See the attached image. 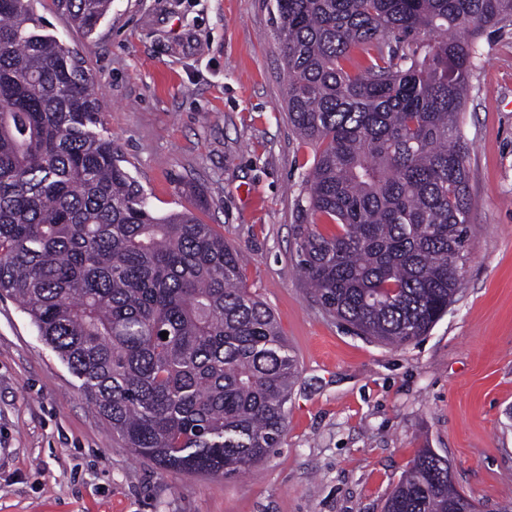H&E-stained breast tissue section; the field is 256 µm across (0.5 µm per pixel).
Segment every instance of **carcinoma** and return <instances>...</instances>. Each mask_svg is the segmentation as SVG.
I'll return each mask as SVG.
<instances>
[{
    "mask_svg": "<svg viewBox=\"0 0 512 512\" xmlns=\"http://www.w3.org/2000/svg\"><path fill=\"white\" fill-rule=\"evenodd\" d=\"M90 36L112 0H58ZM288 121L322 146L298 212L316 301L403 346L461 288L471 237L460 129L474 41L512 0H273ZM30 0H0V293L158 468L232 478L285 431L298 368L244 258L185 208L155 216L101 134L76 49ZM363 56L362 70L346 62ZM340 231L325 235L320 220ZM168 332L167 338L160 333ZM448 462L422 449L384 512H448Z\"/></svg>",
    "mask_w": 512,
    "mask_h": 512,
    "instance_id": "1",
    "label": "carcinoma"
}]
</instances>
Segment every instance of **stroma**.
<instances>
[{
  "label": "stroma",
  "instance_id": "1",
  "mask_svg": "<svg viewBox=\"0 0 512 512\" xmlns=\"http://www.w3.org/2000/svg\"><path fill=\"white\" fill-rule=\"evenodd\" d=\"M101 130L166 215L191 206L245 252L299 374L279 448L230 479L165 471L113 436L80 379L0 297V512H382L420 449L479 501L512 500V26L475 43L461 131L471 240L462 290L400 347L325 312L298 266L296 207L318 145L288 122L270 0H112L85 36L57 0Z\"/></svg>",
  "mask_w": 512,
  "mask_h": 512
}]
</instances>
